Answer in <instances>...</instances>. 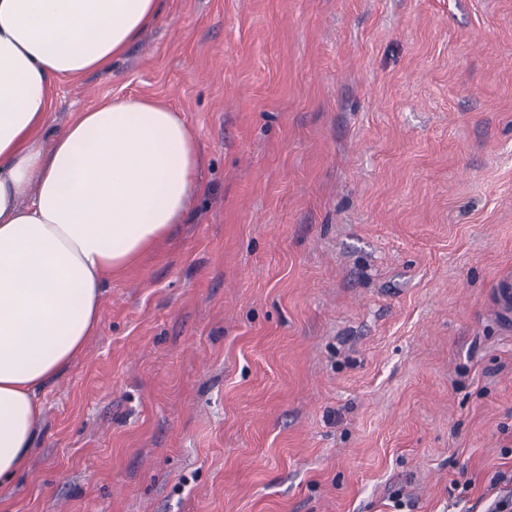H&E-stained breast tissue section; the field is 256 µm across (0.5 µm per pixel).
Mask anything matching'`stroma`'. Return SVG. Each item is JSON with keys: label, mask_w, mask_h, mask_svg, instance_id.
<instances>
[{"label": "stroma", "mask_w": 512, "mask_h": 512, "mask_svg": "<svg viewBox=\"0 0 512 512\" xmlns=\"http://www.w3.org/2000/svg\"><path fill=\"white\" fill-rule=\"evenodd\" d=\"M183 113L203 189L108 281L0 512H485L512 492V0H164L54 126ZM494 303L507 326L512 313V280L503 279L499 282L494 295Z\"/></svg>", "instance_id": "1"}]
</instances>
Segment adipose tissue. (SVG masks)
Returning a JSON list of instances; mask_svg holds the SVG:
<instances>
[{
  "label": "adipose tissue",
  "instance_id": "ef3b65f1",
  "mask_svg": "<svg viewBox=\"0 0 512 512\" xmlns=\"http://www.w3.org/2000/svg\"><path fill=\"white\" fill-rule=\"evenodd\" d=\"M160 16V0H0V486L24 467L38 391L96 333L105 284L202 189L189 125L148 98L103 99L42 143L54 82L111 72Z\"/></svg>",
  "mask_w": 512,
  "mask_h": 512
}]
</instances>
